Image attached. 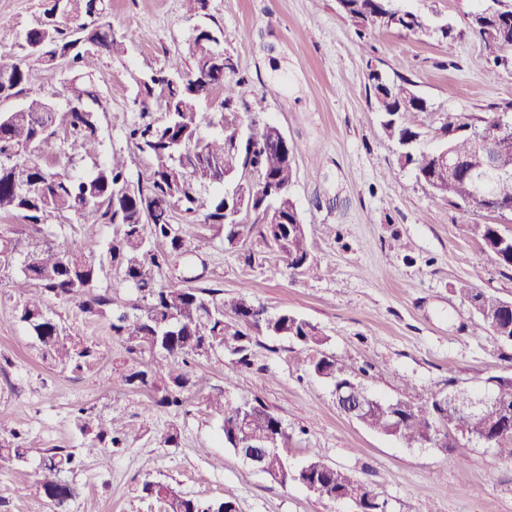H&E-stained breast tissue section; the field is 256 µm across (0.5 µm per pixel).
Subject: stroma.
Wrapping results in <instances>:
<instances>
[{
	"label": "stroma",
	"instance_id": "obj_1",
	"mask_svg": "<svg viewBox=\"0 0 512 512\" xmlns=\"http://www.w3.org/2000/svg\"><path fill=\"white\" fill-rule=\"evenodd\" d=\"M395 4L450 23L452 40L397 30H374L359 40L336 0H208L195 16L183 0H110L113 29L136 31L138 38L122 58L99 60L101 146L76 161V173L93 172L119 151L131 180L146 177L150 158L127 138L140 114L135 80L182 51L194 26L213 29L248 82L256 119L278 126L294 151L290 197L319 276L289 275L283 254L258 236L231 245L221 226L189 230L211 241L204 255L210 285L271 313H295L325 341L308 348L254 333L249 367H236L221 351L196 360L183 404L170 412L151 393L106 386L112 372L138 358L113 339L104 320L73 303L53 299L49 306L95 346L96 358L78 373L43 361L18 320V294L0 277V435L15 431L36 447L79 453V466L61 475L72 489L68 512H160L142 491L147 481L202 502L230 497L240 512H353L349 502L279 485L246 465L221 437L222 416L206 406L219 391L236 402L259 401L278 415L295 464L318 455L371 487L391 512H512V463L475 444L445 452L403 447L340 412L333 384L309 372L313 357L330 355L375 396L415 404L452 383L477 387L490 376L512 374V343L494 336L454 291L465 281L512 300V269L493 261L474 231L491 216L433 197L401 163L366 88L372 66L413 81L427 101L417 121L430 149L445 140L449 111L479 117L512 102V69L490 67L469 26L484 0ZM72 76L64 62H36L26 89L62 111L61 92ZM81 409L105 423L124 416L148 432L124 448L89 450L91 434L75 424ZM171 423L179 436L168 446L161 437ZM39 479L34 459L0 471V512H52Z\"/></svg>",
	"mask_w": 512,
	"mask_h": 512
}]
</instances>
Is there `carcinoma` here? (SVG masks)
I'll list each match as a JSON object with an SVG mask.
<instances>
[{
    "label": "carcinoma",
    "instance_id": "carcinoma-1",
    "mask_svg": "<svg viewBox=\"0 0 512 512\" xmlns=\"http://www.w3.org/2000/svg\"><path fill=\"white\" fill-rule=\"evenodd\" d=\"M69 9L60 0H49L45 20L20 35L12 29L0 28V41L10 36H23L28 43L45 47L46 61H64L84 79L66 87L67 110L59 112L56 104L38 95L28 96L18 112H0V215L16 216L32 228L19 239L0 232V274L10 279L11 287L23 296L18 319L34 337L42 359L74 372H80L96 351L67 332L52 315L47 302L51 298L72 301L89 317L105 319L112 337L121 340L131 352L148 350L150 363L123 370L112 376L114 388L142 389L162 393L157 404L178 408L183 393L191 384L189 360L208 356L214 349L239 345L235 362L249 365L251 336L255 328L273 337L292 339L303 345L318 344V328L304 318L282 311L269 315L261 307L245 299L227 298L217 288L205 285V274L185 278L187 286H169L159 278L163 268L173 259H182L188 269L200 259L202 240L184 230L186 224H219L224 226L228 241L256 232L263 241L276 246L286 258V267L301 276L313 277L318 264L311 257L307 227L289 190L296 170L294 153L285 147L277 129L264 124L248 138L238 126L224 123L216 132L204 129L212 122L201 110V98L191 84L172 88L166 77L184 72L183 58L191 60L194 71H209L208 93H223L221 106L228 112H249L244 98L246 80L234 72L230 75L210 62L205 53L204 32L190 36L185 55H177L152 74L136 80V96L140 99V120L127 132L139 150L148 154L151 167L145 181L132 183L127 161L116 153L91 174L72 172L77 158L93 156L101 145L98 117L88 102L99 101L93 75L101 56H121L135 33H116L106 21L109 0H75ZM338 10L355 26L357 33L367 29L379 31L405 30L422 35L429 29L420 15L404 11L395 0H342ZM512 18V8L505 10L499 0L491 7L472 13L470 26L480 38L487 59L495 66L500 61L512 67V40L499 43L491 32L497 23ZM30 64L21 56L0 54V90L3 96H19L26 91ZM368 91L374 110L382 118L386 132L398 142L417 140L420 131L412 123L418 112L427 111V102L413 90L404 77L386 78L376 68L369 69ZM167 113L165 120H146L151 109ZM497 113L475 118L456 111L448 113L446 128L455 131L465 125L469 134L450 138L453 152L475 157L477 140L483 125ZM60 139L59 151L67 163L53 162L41 152V145ZM489 152L512 164V129L500 136ZM250 171L261 188V197L242 210H227L224 173ZM437 198L471 211L497 213L501 204L512 205V177L497 181L485 198L473 196L470 181L457 177L434 190ZM277 204L283 221L269 224L267 211ZM252 223H245L248 215ZM69 224L93 222L113 226L112 238L106 242L86 239L62 247L56 243L51 219ZM475 232L491 259L512 267V245L496 224H477ZM112 269L118 285L140 295L141 304L132 311L114 305L111 297L98 292L99 273L104 266ZM457 292L470 303L483 323L497 336L512 338V327L501 319L502 298L485 294L467 284ZM315 376L336 383L345 377L336 359L321 356L310 361ZM496 381V404L487 415L467 420V438L485 435L493 423L512 420V376L489 377ZM399 416L390 421L387 406L373 405L362 416V425L375 432H389L408 448L456 447L448 431L440 429L442 415L434 399L413 405L401 399ZM207 408L223 417L224 442L263 435H276L277 452L265 460L269 474L292 470L286 447L288 433L282 420L262 404L234 403L219 391L207 398ZM76 425L83 433L96 430L92 448H121L136 438V433L120 417L112 418L107 427H93L91 420L79 415ZM19 434L0 436V470L16 469L37 456L42 467L40 490L54 502L57 512H66L64 504L71 497L70 487L57 480V475L74 468L79 456L74 451L26 447L17 442ZM495 454L512 462V431L497 438ZM303 477L324 484L330 501L336 493L351 495L357 480L327 465L312 455L301 466ZM142 491L162 503L164 512H238L231 498L209 504L179 494L161 483L146 481Z\"/></svg>",
    "mask_w": 512,
    "mask_h": 512
}]
</instances>
